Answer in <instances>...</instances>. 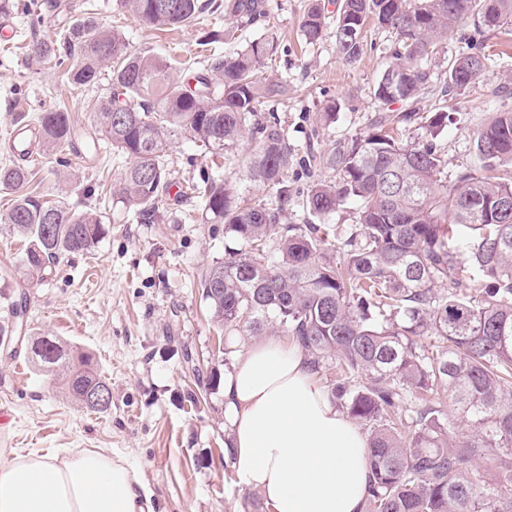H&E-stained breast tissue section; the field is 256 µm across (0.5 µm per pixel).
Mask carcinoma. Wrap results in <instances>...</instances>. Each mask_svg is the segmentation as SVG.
<instances>
[{
    "label": "carcinoma",
    "instance_id": "1",
    "mask_svg": "<svg viewBox=\"0 0 512 512\" xmlns=\"http://www.w3.org/2000/svg\"><path fill=\"white\" fill-rule=\"evenodd\" d=\"M120 0L136 21L159 31L184 29L205 13L243 23L270 17L265 0ZM469 18L512 35V0H339L327 15L309 0L301 35L316 45L334 27L347 65L364 53L369 20L393 34L390 62L374 89L381 112L370 129L328 151L298 156L278 114L268 108L288 78L261 75L273 37L211 54L181 78L163 57L133 51L118 30L93 13L73 20L59 41L43 40V58L67 65L73 89L107 88L90 105L92 127L133 163L120 195L143 224L157 218L169 192V145L187 138L209 156L198 191L204 211L242 248L211 264L200 288L224 335L287 336L307 355L311 373L348 418L369 435L371 478L364 512H512V111L495 113L472 131L478 166L453 182L434 140L448 127L453 101L476 90L490 55L448 60L439 83L429 65L450 28ZM439 97L437 111L414 104ZM37 136L52 155L77 130L65 110L41 113ZM413 127L418 141L402 142ZM250 139L255 148L238 153ZM313 177L307 191L288 181L294 160ZM238 164L249 180L272 190L267 203L239 195L224 177ZM31 171L0 167V189L14 193L0 223L28 239L22 266L44 280L62 255L88 253L104 234L101 216L75 211L26 191ZM356 203L357 223L282 224L299 204L311 217ZM25 310L11 308V328ZM39 370L65 376L71 397L109 382L92 358L48 336L32 340ZM448 392L445 403L441 392Z\"/></svg>",
    "mask_w": 512,
    "mask_h": 512
}]
</instances>
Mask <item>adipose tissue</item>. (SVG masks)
I'll use <instances>...</instances> for the list:
<instances>
[{
  "label": "adipose tissue",
  "instance_id": "1",
  "mask_svg": "<svg viewBox=\"0 0 512 512\" xmlns=\"http://www.w3.org/2000/svg\"><path fill=\"white\" fill-rule=\"evenodd\" d=\"M224 448L272 512H363L369 440L292 340L257 339L224 376ZM142 481L85 448L0 461V512H155Z\"/></svg>",
  "mask_w": 512,
  "mask_h": 512
}]
</instances>
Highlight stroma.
I'll use <instances>...</instances> for the list:
<instances>
[{"label":"stroma","mask_w":512,"mask_h":512,"mask_svg":"<svg viewBox=\"0 0 512 512\" xmlns=\"http://www.w3.org/2000/svg\"><path fill=\"white\" fill-rule=\"evenodd\" d=\"M268 4L269 20L244 28L221 13L162 33L134 21L120 0H33L31 14L6 20L12 39L0 40V165L11 158V130L41 112L68 110L84 135L91 133L88 106L98 87L72 90L63 70L43 62L37 52L41 41L60 35L70 15L88 8L118 27L131 50L166 57L178 67L202 65L210 53L202 41L215 29L223 30L229 48L274 36L280 47L264 73L288 78L287 93L272 105L289 140L302 148L314 134L319 147L328 149L365 132L380 110L373 89L388 63L389 33L370 27L364 55L348 66L337 54L333 34L317 45L304 44L300 24L306 0ZM485 45L495 62L483 82L507 84L509 94L459 97L452 123L435 140L451 175L474 158V127L495 112L512 110V44L474 23L460 24L452 27L434 69L445 78L449 58ZM331 98L341 103L336 121L318 124ZM166 163L176 192L160 206L155 223L143 224L117 195L129 161L110 144H101L93 163L83 138L61 155L29 161L31 190L77 211L96 210L104 233L90 253L61 257L52 278L41 282L20 263L22 238L0 224V268L9 267L28 296L24 333L0 345V454L15 448H97L121 457L141 477L158 512H269L262 497L239 482L224 455L222 387L197 385L184 359L192 352L206 376L221 377L229 370L224 333L208 317L199 279L204 268L240 243L223 225L207 222L199 198L179 193L199 180L207 165L194 145L175 141ZM35 336H54L92 355L112 386L111 410H87L69 397L61 377L40 372L30 353Z\"/></svg>","instance_id":"obj_1"}]
</instances>
